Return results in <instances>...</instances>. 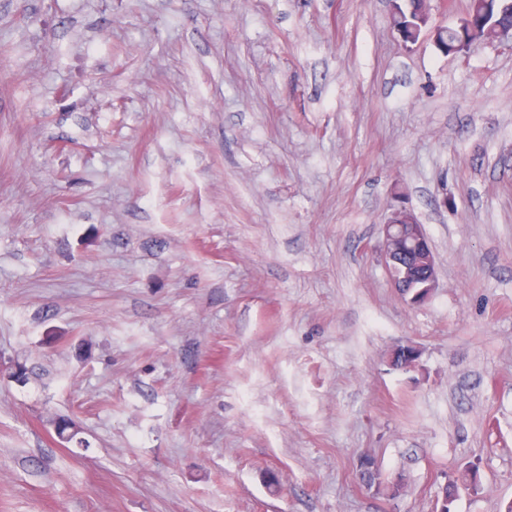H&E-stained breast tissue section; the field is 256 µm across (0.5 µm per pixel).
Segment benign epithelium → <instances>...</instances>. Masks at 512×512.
I'll use <instances>...</instances> for the list:
<instances>
[{"label": "benign epithelium", "instance_id": "obj_1", "mask_svg": "<svg viewBox=\"0 0 512 512\" xmlns=\"http://www.w3.org/2000/svg\"><path fill=\"white\" fill-rule=\"evenodd\" d=\"M377 252L390 272L394 288L412 306L424 304L437 284V266L424 227L413 210L392 209L382 227ZM401 370L419 364L420 350L411 343L397 346Z\"/></svg>", "mask_w": 512, "mask_h": 512}]
</instances>
